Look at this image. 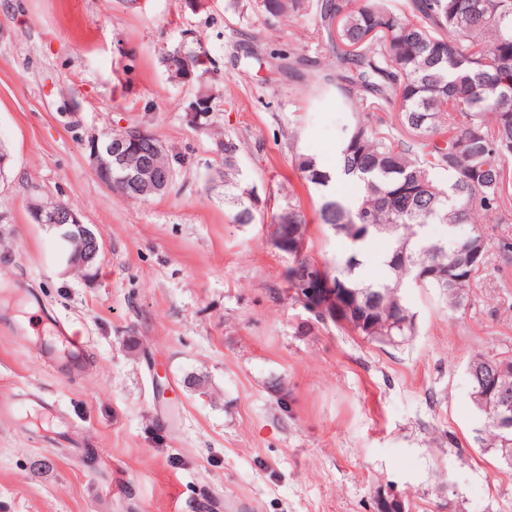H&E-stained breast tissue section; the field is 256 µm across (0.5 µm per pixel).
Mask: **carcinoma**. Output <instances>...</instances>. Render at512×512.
<instances>
[{
	"label": "carcinoma",
	"instance_id": "obj_1",
	"mask_svg": "<svg viewBox=\"0 0 512 512\" xmlns=\"http://www.w3.org/2000/svg\"><path fill=\"white\" fill-rule=\"evenodd\" d=\"M269 17L319 13L332 46L328 80L353 112L338 146L343 178L361 185L354 202L336 198L329 185L336 169L300 154L297 169L322 191L318 220L346 241L332 268L320 267L300 251L296 225L306 223L300 204L288 201L275 223L288 219V236L278 249L293 258L288 289L302 282H334L336 303L324 302L331 321L382 344L415 335L416 314L403 289L434 290L458 308L485 270L491 248L482 230L490 220L507 223L512 199V0H255ZM194 68L193 82L205 89L210 107L220 89ZM395 112L400 126L382 113ZM224 200L231 221L255 220V186L239 178L238 144L221 142ZM428 224L448 227V240L424 235ZM474 232L460 237L457 225ZM389 238L385 275L362 276L371 238ZM485 448L512 465V430L485 419Z\"/></svg>",
	"mask_w": 512,
	"mask_h": 512
}]
</instances>
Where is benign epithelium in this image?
Returning a JSON list of instances; mask_svg holds the SVG:
<instances>
[{
  "label": "benign epithelium",
  "mask_w": 512,
  "mask_h": 512,
  "mask_svg": "<svg viewBox=\"0 0 512 512\" xmlns=\"http://www.w3.org/2000/svg\"><path fill=\"white\" fill-rule=\"evenodd\" d=\"M207 63L202 53L189 57L179 51L169 56L170 73L179 80L190 79L193 67ZM166 155L162 141L143 124L126 128L122 137L107 144L96 142L91 146L92 167L99 181L108 188L117 184L121 192L145 200L163 196L170 190L173 169L162 162ZM29 209L34 223L54 227L65 242L58 259L67 267L87 271L97 262L102 245L76 210L65 204L48 205L39 200L31 201ZM325 297L335 298L336 289L315 290L307 285L299 290L300 304L313 313L322 309L320 301ZM494 378L499 393L484 409L491 413L498 428L508 430L512 428V382L500 372Z\"/></svg>",
  "instance_id": "7a95c632"
}]
</instances>
